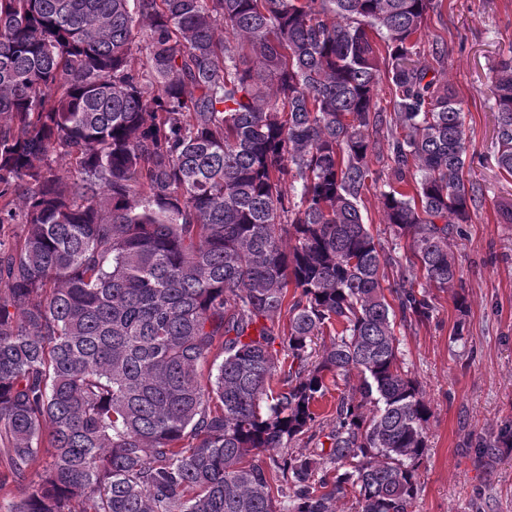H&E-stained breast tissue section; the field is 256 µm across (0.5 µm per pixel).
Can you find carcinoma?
<instances>
[{
    "mask_svg": "<svg viewBox=\"0 0 512 512\" xmlns=\"http://www.w3.org/2000/svg\"><path fill=\"white\" fill-rule=\"evenodd\" d=\"M436 8L0 0V512H415L433 412L395 325L460 281L475 204L458 96L413 60ZM492 94L512 176V53ZM381 184L382 183L379 182L378 186H381ZM378 186L376 188H372L364 198V214L366 218L368 217V227L374 237L379 239L386 247H394V244L398 243V248L396 249L397 259L403 266H407L409 264V258L411 257L409 241L405 238L395 240L388 224L383 223L379 203L380 188H378Z\"/></svg>",
    "mask_w": 512,
    "mask_h": 512,
    "instance_id": "carcinoma-1",
    "label": "carcinoma"
}]
</instances>
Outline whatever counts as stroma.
I'll list each match as a JSON object with an SVG mask.
<instances>
[{
    "mask_svg": "<svg viewBox=\"0 0 512 512\" xmlns=\"http://www.w3.org/2000/svg\"><path fill=\"white\" fill-rule=\"evenodd\" d=\"M445 48L435 57L433 48ZM512 52V0H442L422 35L419 64L449 81L468 134L464 178L476 191L471 222L449 245L462 268L461 290L431 289L429 321L396 326L404 366L432 407L427 453L419 467V512H512V451L478 458L470 441L512 426V177L501 173L492 70ZM371 233L411 256L382 221L378 189L364 198ZM464 295L467 315L455 299ZM462 337H455V330Z\"/></svg>",
    "mask_w": 512,
    "mask_h": 512,
    "instance_id": "stroma-1",
    "label": "stroma"
}]
</instances>
